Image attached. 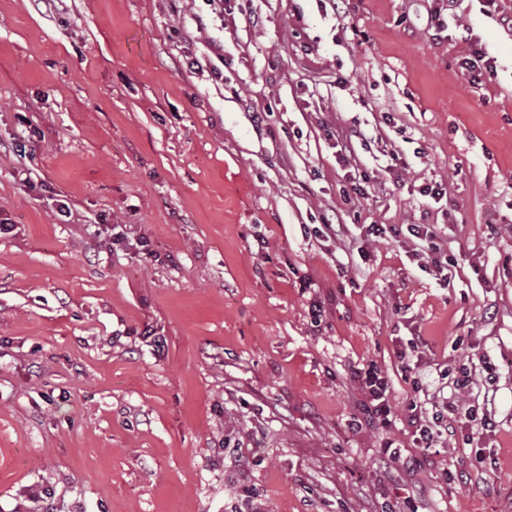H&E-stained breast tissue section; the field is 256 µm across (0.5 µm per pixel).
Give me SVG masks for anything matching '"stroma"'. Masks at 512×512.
I'll return each instance as SVG.
<instances>
[{"mask_svg":"<svg viewBox=\"0 0 512 512\" xmlns=\"http://www.w3.org/2000/svg\"><path fill=\"white\" fill-rule=\"evenodd\" d=\"M438 4L0 0V512H512V32L462 0L470 84ZM407 363L483 434L413 447ZM442 2H446V7L436 8L428 12V23H430L431 28H434L436 36L441 35L443 32L449 31V24L451 22H456L457 14L456 11L459 6V0H442ZM448 2V4H447ZM442 8L448 11V18L445 19L442 15ZM466 40L469 41V53L460 61V68L468 76L469 82L472 84H482L492 82L497 78L498 58L492 55L489 50L482 46L476 39H473L472 34L466 30ZM429 226L430 224H411L410 233L418 239H422V237L431 239L427 247L428 252L425 255L432 267L438 272H443L445 267H448V254L442 252L440 246L433 241L435 236ZM358 380L364 388L369 405L365 410L372 418L379 419L384 423H390L394 416L393 407L389 400L388 384L377 367L368 364L357 369Z\"/></svg>","mask_w":512,"mask_h":512,"instance_id":"obj_1","label":"stroma"}]
</instances>
